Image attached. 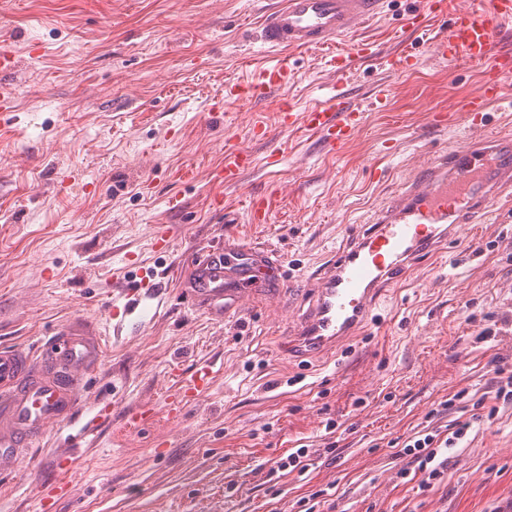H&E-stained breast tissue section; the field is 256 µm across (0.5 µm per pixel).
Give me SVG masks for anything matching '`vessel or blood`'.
I'll use <instances>...</instances> for the list:
<instances>
[{
	"label": "vessel or blood",
	"instance_id": "vessel-or-blood-1",
	"mask_svg": "<svg viewBox=\"0 0 512 512\" xmlns=\"http://www.w3.org/2000/svg\"><path fill=\"white\" fill-rule=\"evenodd\" d=\"M381 5L382 0H284L262 20L261 39L284 53L329 47L377 17ZM445 10V0H425L407 26L419 29L428 17H439ZM511 25L512 0H465L447 32L432 41L440 59L451 63L464 59L482 68L475 90L431 114L434 130L461 125L468 136L452 153L433 155L418 166L408 184L374 211L368 231L314 276L311 305L290 332L294 352L324 354L355 336L370 319L372 303L384 286L401 280L423 255L455 240L460 225L481 223L499 189L512 187V137L484 134L491 106L501 102L512 86V51L493 50L496 38ZM374 54L373 43L354 42L336 56L337 77ZM294 77L283 61L261 70L256 87L278 90ZM362 119V110L337 90L326 102L304 112L283 103L278 124L288 130L313 131L333 153L353 141ZM252 164L250 151L225 140L224 165L216 177L225 185L238 186ZM270 284H293L271 251L216 244L196 257L181 293L191 307L220 319L237 310L256 289ZM158 288L154 274L146 270L122 286L109 311L115 329H122ZM101 350L96 324L81 316L53 330L38 355L0 348L1 476L17 468L48 422L70 419L82 407ZM212 383V365L207 361L199 363L190 377L177 378L164 398L168 416L179 417L186 407L197 404ZM111 422L110 406L94 410L74 437L77 448L95 446L102 428Z\"/></svg>",
	"mask_w": 512,
	"mask_h": 512
}]
</instances>
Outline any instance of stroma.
<instances>
[{"label": "stroma", "mask_w": 512, "mask_h": 512, "mask_svg": "<svg viewBox=\"0 0 512 512\" xmlns=\"http://www.w3.org/2000/svg\"><path fill=\"white\" fill-rule=\"evenodd\" d=\"M280 3L0 0V50L16 65L14 111L0 124V346L31 351L73 317L94 320L104 348L84 399L112 405L111 429L83 454L58 512H297L298 500L320 489L327 495L316 512H484L512 499V403L495 400L500 373L512 374V333L481 335L512 312L505 205L488 223L462 225L456 240L387 286L374 322L326 355L290 352L287 333L307 305L287 291L247 297L221 321L180 295L192 256L216 237L272 249L289 275L314 277L414 168L463 142L461 129H430L428 114L472 90L481 69L465 60L452 69L429 53L443 17L395 42L421 0H385L382 15L358 30L418 65L388 71L369 59L346 74L340 86L359 106L379 84L391 95L336 154L312 133L278 129L277 109L323 101L346 41L291 53L296 79L284 90L225 101L226 84L277 60L259 21ZM258 114L271 142L249 135ZM228 138L254 156L236 188L214 178ZM274 146L283 163L269 169ZM273 184L271 222L250 223L249 197ZM161 224L171 231L166 253L152 246ZM46 266L52 279L42 276ZM142 268L164 282L162 305L144 327L114 332L112 284ZM204 359L216 372L212 390L169 418L170 369L189 372ZM147 402L154 423L125 430L126 413ZM457 421L470 428L442 482L425 492L402 482L407 460L389 441ZM84 422L46 428L19 469L0 478V512H34L58 476L55 454ZM303 444L308 472H276Z\"/></svg>", "instance_id": "1"}]
</instances>
